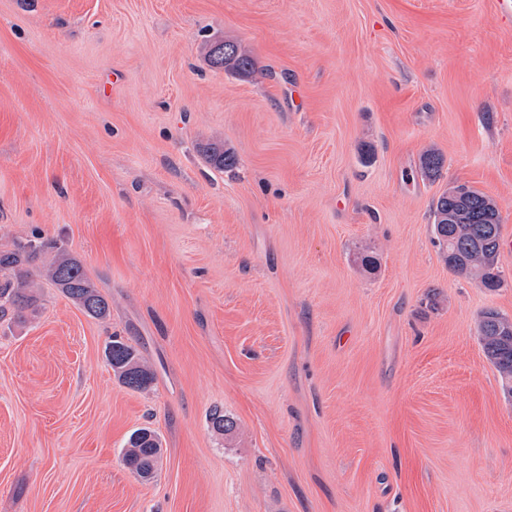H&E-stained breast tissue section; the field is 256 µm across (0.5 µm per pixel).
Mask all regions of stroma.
Here are the masks:
<instances>
[{"instance_id": "stroma-1", "label": "stroma", "mask_w": 512, "mask_h": 512, "mask_svg": "<svg viewBox=\"0 0 512 512\" xmlns=\"http://www.w3.org/2000/svg\"><path fill=\"white\" fill-rule=\"evenodd\" d=\"M215 39L253 74L212 69ZM456 183L497 202L496 290L434 243ZM35 237L111 316L46 284L0 320V512H512V381L478 333L512 318L495 0H0V247ZM114 334L147 390L106 364ZM140 427L150 481L120 461ZM216 44L212 42L207 47L206 54L211 67L222 68L225 72L241 77L254 72L253 57L239 43L221 39V43ZM104 357L117 379L126 387L144 391L154 381V373L142 361L139 351L121 336H110L104 347ZM162 452L160 435L149 427H142L129 436L122 450V461L139 479L149 481L157 474Z\"/></svg>"}]
</instances>
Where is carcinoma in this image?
Here are the masks:
<instances>
[{"label":"carcinoma","mask_w":512,"mask_h":512,"mask_svg":"<svg viewBox=\"0 0 512 512\" xmlns=\"http://www.w3.org/2000/svg\"><path fill=\"white\" fill-rule=\"evenodd\" d=\"M210 66L226 72L247 77L254 72L251 54L239 43L221 40L210 43L207 49ZM209 161L222 169L233 164V158L224 148L211 144L206 148ZM443 166L442 156L429 149L420 158L419 172L423 179L433 181ZM457 196L443 192L433 203V231L448 268L460 275L456 259L468 255L476 245L494 254L482 278L484 287L495 290L501 286L498 257L501 245V223L487 222L486 194L469 186H461ZM466 207L471 215L467 232L460 225L448 223V213ZM41 275L57 288L87 316L96 320L110 317L111 305L96 283L86 273L82 262L72 255L59 241L42 239L29 244H17L11 249H0V315L13 313L22 318L26 310L36 311L37 288L35 275ZM503 316L489 309L482 313L484 333L481 335L483 349L488 360L506 379L512 380V341L496 339L497 324ZM104 357L112 367L117 379L126 387L144 391L154 381V373L142 361L139 351L120 336H111L104 347ZM211 428L218 434H230L235 429L233 418L221 410H214L209 418ZM160 435L149 427L138 428L131 433L127 446L122 450L123 463L141 480L155 477L162 458Z\"/></svg>","instance_id":"1"}]
</instances>
